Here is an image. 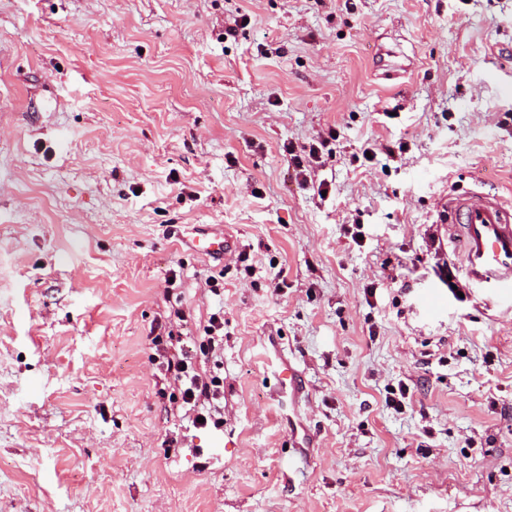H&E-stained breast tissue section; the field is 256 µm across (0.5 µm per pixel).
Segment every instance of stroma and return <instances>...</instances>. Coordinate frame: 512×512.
<instances>
[{
    "instance_id": "obj_1",
    "label": "stroma",
    "mask_w": 512,
    "mask_h": 512,
    "mask_svg": "<svg viewBox=\"0 0 512 512\" xmlns=\"http://www.w3.org/2000/svg\"><path fill=\"white\" fill-rule=\"evenodd\" d=\"M322 139L323 197L284 152ZM465 191L512 203V0H0V512H512ZM197 248L199 251L208 255H219L227 258L236 252V242L227 237L205 238L199 241ZM166 371L173 375L174 381L180 387V407L185 410V414L190 411L196 412L192 420L193 425L204 428L211 421L214 425H218L219 421L213 420L209 411L199 412L196 408L201 401H207L210 404V401L218 399L217 396L221 392L223 395V381H220L219 377L208 376L203 369H198L193 358L183 353L182 350L167 358ZM199 420H203V423H199Z\"/></svg>"
}]
</instances>
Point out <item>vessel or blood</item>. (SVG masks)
Segmentation results:
<instances>
[{
    "mask_svg": "<svg viewBox=\"0 0 512 512\" xmlns=\"http://www.w3.org/2000/svg\"><path fill=\"white\" fill-rule=\"evenodd\" d=\"M445 213L449 237L461 245L468 284L512 306V211L498 196L475 193L449 196ZM197 248L227 257L237 245L222 236L202 239Z\"/></svg>",
    "mask_w": 512,
    "mask_h": 512,
    "instance_id": "1",
    "label": "vessel or blood"
}]
</instances>
